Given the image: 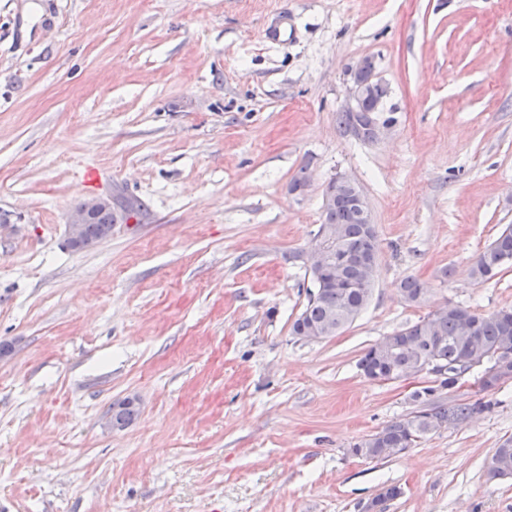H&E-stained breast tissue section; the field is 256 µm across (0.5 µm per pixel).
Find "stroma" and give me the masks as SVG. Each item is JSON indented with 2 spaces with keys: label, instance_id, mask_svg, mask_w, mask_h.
I'll use <instances>...</instances> for the list:
<instances>
[{
  "label": "stroma",
  "instance_id": "stroma-1",
  "mask_svg": "<svg viewBox=\"0 0 512 512\" xmlns=\"http://www.w3.org/2000/svg\"><path fill=\"white\" fill-rule=\"evenodd\" d=\"M366 57L395 119L374 142L336 122ZM339 176L376 228L372 296L304 340ZM110 195L147 211L66 248ZM1 213L0 512H364L385 485L384 512H512L484 467L512 382L403 453L350 452L433 379H369L364 349L445 303L512 308V268L469 275L512 224V0H0ZM104 208H112V197H93L86 199L76 206L69 214L68 237L67 243L73 250H83L96 244L97 242L109 237L112 234V226L106 228L103 238L100 240H91L89 238H99L103 230L108 224L116 223V212L134 210L140 212L144 209L141 202L131 204L119 198L118 203H114L112 209L100 210ZM100 210L99 212H97ZM97 212L91 222L93 214ZM86 224V225H85ZM85 226L86 235L85 236ZM137 414L138 409L135 403V399L126 398L123 401L114 403L112 405V415L110 422L112 425L125 427L133 422Z\"/></svg>",
  "mask_w": 512,
  "mask_h": 512
}]
</instances>
